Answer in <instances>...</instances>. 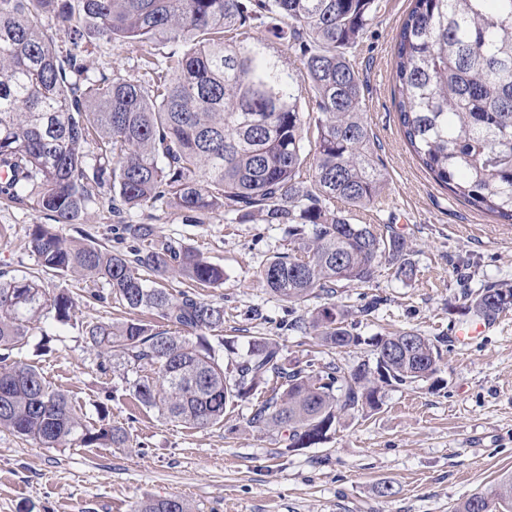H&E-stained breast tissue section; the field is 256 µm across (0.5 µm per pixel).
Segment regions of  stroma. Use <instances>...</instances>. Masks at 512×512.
I'll list each match as a JSON object with an SVG mask.
<instances>
[{
    "label": "stroma",
    "instance_id": "stroma-1",
    "mask_svg": "<svg viewBox=\"0 0 512 512\" xmlns=\"http://www.w3.org/2000/svg\"><path fill=\"white\" fill-rule=\"evenodd\" d=\"M413 0H380V12L355 57L364 82L361 109L379 146L377 162L389 183L380 218L410 247L412 279L379 266L367 288L339 289L335 302L363 338L357 347L319 346L312 334L280 329L288 307L257 281L267 258L287 252L285 225L230 223L223 211L190 224L172 208H147L134 218L159 235L194 248L224 269L218 287L200 298L224 307L218 335L225 360L247 352V340L274 336L286 360L334 362L344 370L374 363L373 338L413 330L439 341L441 370L428 380L391 385L378 409L341 419L321 443L287 450L284 431H258L249 420L271 393L264 386L228 409L223 425L188 428L160 418L129 392L127 375L103 370L83 336L92 322H120L126 314L105 298L103 284L45 275L49 294L76 299L68 323L43 319L22 356L66 393L88 424L124 427V448L43 449L0 429V512H133L138 501L180 497L194 512H451L453 506L512 474V309L491 318L483 334L460 343L471 323L468 294L491 282L512 283V224H498L434 182L399 130L393 95V48ZM165 47L93 40L90 73L138 77L145 55ZM103 190L82 227L63 224L72 238L91 236L107 248L130 245ZM35 212L0 200V274L39 275L29 232ZM383 303L370 316L359 308Z\"/></svg>",
    "mask_w": 512,
    "mask_h": 512
}]
</instances>
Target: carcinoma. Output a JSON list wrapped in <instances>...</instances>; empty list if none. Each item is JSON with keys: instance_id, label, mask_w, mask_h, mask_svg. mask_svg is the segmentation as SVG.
Returning a JSON list of instances; mask_svg holds the SVG:
<instances>
[{"instance_id": "carcinoma-1", "label": "carcinoma", "mask_w": 512, "mask_h": 512, "mask_svg": "<svg viewBox=\"0 0 512 512\" xmlns=\"http://www.w3.org/2000/svg\"><path fill=\"white\" fill-rule=\"evenodd\" d=\"M378 9L379 0H0V168L11 172L0 197L53 224L84 223L106 186L115 215L160 205L200 224L223 208L239 221L286 224L292 247L262 265V287L291 306L326 303L281 326L310 329L329 348L358 346L347 310L332 302L337 289L370 286L383 262L399 280L415 274L393 225L355 222L356 211H377L388 195L351 60ZM46 15L70 44L64 58ZM92 36L171 50L162 64L144 58L141 79L91 75ZM394 56L397 116L412 154L455 199L511 224L512 0H414ZM124 231L136 246L114 251L36 224L31 251L48 274L107 285L131 314L86 325V342L101 367L139 373L134 397L165 420L222 426L229 406L273 378L279 388L250 424L286 429L288 449L308 448L349 412L378 408L382 388L439 371L440 346L414 331L376 339L375 367L364 362L348 373L335 363L287 362L269 336L249 337L246 356L226 364L224 342L206 336L224 325V307L164 287L174 274L219 286L224 268L152 224L129 221ZM508 298L512 306V286L489 284L465 310L494 317ZM75 305L68 292L48 296L26 277L0 278L3 359L22 349L44 314L65 323ZM144 312L177 330L136 318ZM0 428L47 450L128 442L120 426H88L20 358L0 366ZM135 512L193 508L170 497L141 501ZM453 512H512V476Z\"/></svg>"}]
</instances>
